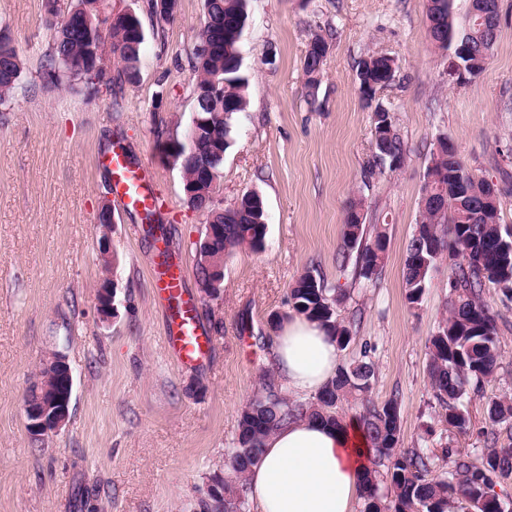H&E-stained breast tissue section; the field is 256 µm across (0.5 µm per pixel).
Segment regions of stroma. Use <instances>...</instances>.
<instances>
[{
  "label": "stroma",
  "mask_w": 512,
  "mask_h": 512,
  "mask_svg": "<svg viewBox=\"0 0 512 512\" xmlns=\"http://www.w3.org/2000/svg\"><path fill=\"white\" fill-rule=\"evenodd\" d=\"M141 17L147 44L135 84L78 81L57 88L46 65L53 33L42 0H0V32L24 61L15 98L0 105V512H199L208 480L224 468L242 409L270 369L273 314L306 270L345 293L336 307L353 321L342 361L368 358L376 403L397 399L400 446L428 454L483 447L491 401L512 397V300L489 286L497 316L499 365L463 399L466 432L450 428L432 396L431 336L448 307V263L432 269L419 303L406 299L407 245L419 220L437 139L499 191L501 224L512 227V0H498L500 27L485 71L448 78V59L426 32L427 0H249L243 56L249 106L224 154L215 205L258 191L268 228L260 252L237 251L224 266L219 299L198 301L213 340L207 365H179L168 353L164 316L149 269L155 239L141 215L116 204L106 161L121 146L145 163L163 206L168 244L197 293L195 243L205 224L161 153L162 138L184 134L192 116L189 58L203 26V0H179L170 19L150 0H105ZM333 33L316 97L303 70L312 35ZM396 61L375 101L392 114L405 147L393 172L369 169L372 112L358 94L361 61ZM366 221L384 225L387 251L377 283L340 268L342 224L351 199ZM110 206L112 251L104 267L97 214ZM116 285L114 318L99 320V286ZM66 355L73 374L68 423L44 442L25 430L23 399L43 358Z\"/></svg>",
  "instance_id": "obj_1"
}]
</instances>
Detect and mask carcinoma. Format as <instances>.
Segmentation results:
<instances>
[{"label":"carcinoma","instance_id":"carcinoma-1","mask_svg":"<svg viewBox=\"0 0 512 512\" xmlns=\"http://www.w3.org/2000/svg\"><path fill=\"white\" fill-rule=\"evenodd\" d=\"M76 14L89 16L95 25H103L108 53L93 59L97 68L93 76L106 73L107 64H117L116 81L133 84L139 77L141 56L147 34L133 35L134 24L141 18L117 14L113 22H100L98 0H77ZM206 28L199 31L190 56L195 74L192 96L195 111L216 112L213 122L199 129L189 125L184 138L193 139V150L186 159L181 178L194 183L195 200H202L210 184L195 178L202 165L221 172L224 158L216 150L230 148L240 115L247 111L249 74L244 64L242 46L248 26V0H204ZM45 25L54 31L47 54L50 71L57 84L89 79L77 68L90 55L91 34L72 18L47 20ZM426 26L431 42L448 52L459 44L470 46L472 56L462 59L476 61L493 54L498 38L499 12L497 0H428ZM208 39L214 52L205 54L201 40ZM328 38L314 35L304 56V73L308 94L316 97L327 50ZM394 59L371 55L358 73L360 81L380 84L382 73L390 69ZM23 70L11 40L0 34V103L10 99L17 89ZM374 132L382 131L383 145L375 149L374 165L379 172H393V163H402L404 149L395 130L389 111L372 121ZM438 152L433 155L428 173L439 174L448 169V139L440 138ZM485 180L468 175L463 193L453 190L446 179L425 184L424 191L437 193L439 204L422 210L417 228L407 246L404 270L406 298L418 302L428 284L429 273L445 258L450 269L449 288L452 297L448 316L439 324L429 340V378L432 395L445 410L448 426L466 431L468 420L459 403L491 377L498 365L496 318L483 299L489 284L501 287L502 293L512 296V254L507 263L499 261L501 240L512 244L508 229L500 224L499 209L494 202L482 203ZM365 210L361 198L350 201L344 217L342 246L339 256L342 265L353 263L358 280L373 283L381 276L386 248L385 229L368 226L359 221ZM210 224L224 228V258L237 250L248 248L259 252L264 248L267 234V213L262 197L246 192L231 207L211 209ZM340 297L325 281L308 269L290 289L291 311L327 328L339 348L351 340V325L337 320L336 304ZM373 364L365 359L342 363L336 374L317 393L315 401L292 400L279 391L270 379H262L261 387L245 406L238 421L236 446L228 449L224 458V474H213L210 480L224 482V498L208 497L200 501L201 512H247L248 501L243 484L246 471L256 464L263 440L280 425L291 419L315 418L336 426L346 420L344 406L352 403L359 408L354 419L367 434L371 448L389 461L384 475L367 470L364 476V512H461L469 506L475 512H505L495 491L494 478H512V436L498 444L495 431L492 445L473 457L446 449L452 458L450 470L430 476V457L418 450L401 451L400 417L397 403L389 400L381 405L370 397ZM491 427L512 420V399L491 402L487 411Z\"/></svg>","mask_w":512,"mask_h":512}]
</instances>
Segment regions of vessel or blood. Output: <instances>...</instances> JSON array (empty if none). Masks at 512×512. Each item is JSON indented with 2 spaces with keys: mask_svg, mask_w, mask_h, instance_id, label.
<instances>
[{
  "mask_svg": "<svg viewBox=\"0 0 512 512\" xmlns=\"http://www.w3.org/2000/svg\"><path fill=\"white\" fill-rule=\"evenodd\" d=\"M107 164L112 171V191L123 205L144 215L155 213L159 198L147 170L118 146L113 147ZM151 275L166 313L164 335L169 353L181 364L202 365L211 340L198 321L183 263L170 256L168 248H160Z\"/></svg>",
  "mask_w": 512,
  "mask_h": 512,
  "instance_id": "obj_1",
  "label": "vessel or blood"
}]
</instances>
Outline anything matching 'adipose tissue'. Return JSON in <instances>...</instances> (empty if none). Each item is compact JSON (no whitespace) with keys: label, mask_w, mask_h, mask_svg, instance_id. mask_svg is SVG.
<instances>
[{"label":"adipose tissue","mask_w":512,"mask_h":512,"mask_svg":"<svg viewBox=\"0 0 512 512\" xmlns=\"http://www.w3.org/2000/svg\"><path fill=\"white\" fill-rule=\"evenodd\" d=\"M270 358L282 390L308 395L333 376L339 351L318 323L292 314L272 336ZM370 454L357 421L285 423L246 474L248 498L255 512H352Z\"/></svg>","instance_id":"ef3b65f1"}]
</instances>
